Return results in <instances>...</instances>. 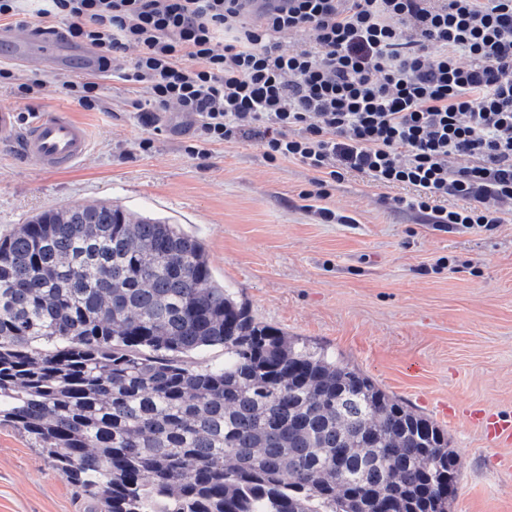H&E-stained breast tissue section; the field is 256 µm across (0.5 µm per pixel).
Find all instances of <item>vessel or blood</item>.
<instances>
[{"instance_id":"b4317fda","label":"vessel or blood","mask_w":512,"mask_h":512,"mask_svg":"<svg viewBox=\"0 0 512 512\" xmlns=\"http://www.w3.org/2000/svg\"><path fill=\"white\" fill-rule=\"evenodd\" d=\"M0 40L12 49L18 61L29 65L60 68L78 56L85 64L93 62L87 49L72 45L58 34L0 30ZM89 147L86 128L58 112L38 116L23 131L19 141L22 155L46 171L74 167L88 153Z\"/></svg>"}]
</instances>
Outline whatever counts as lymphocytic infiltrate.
<instances>
[{
    "mask_svg": "<svg viewBox=\"0 0 512 512\" xmlns=\"http://www.w3.org/2000/svg\"><path fill=\"white\" fill-rule=\"evenodd\" d=\"M243 2L46 0L27 19L0 0V27L88 49L94 70L63 84L85 108L112 73L148 111L193 117L197 157L254 139L302 162V199L354 172L448 233L512 220V0H281L256 21ZM285 33L309 39L286 52Z\"/></svg>",
    "mask_w": 512,
    "mask_h": 512,
    "instance_id": "obj_1",
    "label": "lymphocytic infiltrate"
}]
</instances>
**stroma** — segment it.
Returning a JSON list of instances; mask_svg holds the SVG:
<instances>
[{
	"mask_svg": "<svg viewBox=\"0 0 512 512\" xmlns=\"http://www.w3.org/2000/svg\"><path fill=\"white\" fill-rule=\"evenodd\" d=\"M0 106L25 128L61 110L88 130L74 168L47 172L0 135V235L49 209L114 203L136 216L180 225L204 245L216 279L256 322L336 355L448 434L464 459L450 512H512V443L489 441L471 419H512V222L448 233L398 208L400 188L352 173L322 207L347 216L323 222L300 193L312 171L269 161L257 142L188 147L194 129L176 112L145 119L131 85L100 78L86 109L63 81L81 59L43 70L44 89L18 91L32 69L0 44ZM0 512H91L20 432L0 427Z\"/></svg>",
	"mask_w": 512,
	"mask_h": 512,
	"instance_id": "1",
	"label": "stroma"
}]
</instances>
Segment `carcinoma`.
<instances>
[{"mask_svg": "<svg viewBox=\"0 0 512 512\" xmlns=\"http://www.w3.org/2000/svg\"><path fill=\"white\" fill-rule=\"evenodd\" d=\"M1 425L93 512H449L464 466L363 372L254 321L197 238L112 204L0 237Z\"/></svg>", "mask_w": 512, "mask_h": 512, "instance_id": "cac0c4a2", "label": "carcinoma"}]
</instances>
